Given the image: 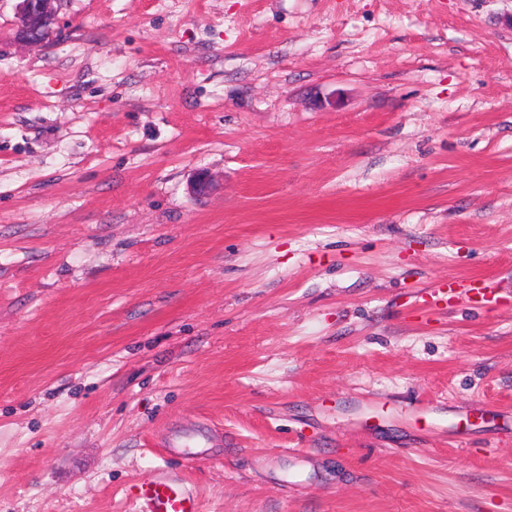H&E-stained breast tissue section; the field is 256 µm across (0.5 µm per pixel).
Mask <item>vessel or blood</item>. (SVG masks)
Wrapping results in <instances>:
<instances>
[{
    "label": "vessel or blood",
    "instance_id": "1",
    "mask_svg": "<svg viewBox=\"0 0 512 512\" xmlns=\"http://www.w3.org/2000/svg\"><path fill=\"white\" fill-rule=\"evenodd\" d=\"M123 496L133 501L131 512H203L197 491L168 468L130 485Z\"/></svg>",
    "mask_w": 512,
    "mask_h": 512
}]
</instances>
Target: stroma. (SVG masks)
Instances as JSON below:
<instances>
[{"label": "stroma", "mask_w": 512, "mask_h": 512, "mask_svg": "<svg viewBox=\"0 0 512 512\" xmlns=\"http://www.w3.org/2000/svg\"><path fill=\"white\" fill-rule=\"evenodd\" d=\"M17 4L0 512H512V0ZM57 0H18L16 35L17 40L31 45L49 42L56 32ZM135 507L130 512H203L196 490L173 469L160 468L123 492Z\"/></svg>", "instance_id": "1"}]
</instances>
